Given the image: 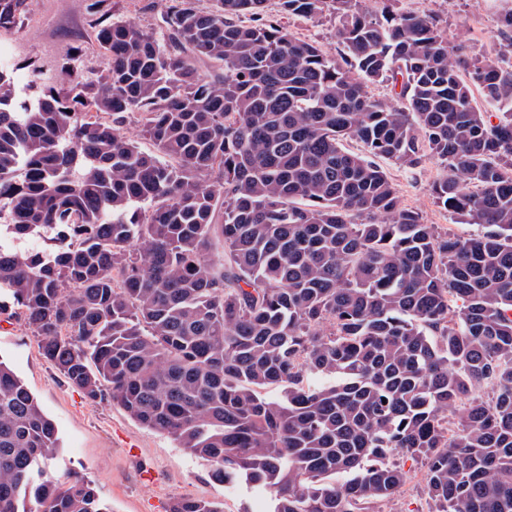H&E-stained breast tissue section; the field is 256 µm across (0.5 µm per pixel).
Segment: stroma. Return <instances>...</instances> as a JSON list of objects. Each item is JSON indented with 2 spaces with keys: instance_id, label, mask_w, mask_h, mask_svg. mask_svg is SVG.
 Instances as JSON below:
<instances>
[{
  "instance_id": "obj_1",
  "label": "stroma",
  "mask_w": 512,
  "mask_h": 512,
  "mask_svg": "<svg viewBox=\"0 0 512 512\" xmlns=\"http://www.w3.org/2000/svg\"><path fill=\"white\" fill-rule=\"evenodd\" d=\"M92 0H28L13 28L0 31V67L39 70L48 81L61 75L67 56L81 54V70L99 68L102 56L95 40ZM363 10L381 16L400 8L434 17L449 45L464 53H497L511 37L500 31L505 0H359ZM106 15L133 21L148 32L163 30L165 0H104ZM282 23L300 39L316 42L328 55L340 57L336 22L330 18L285 15ZM403 207L419 213L441 233L469 238L482 233L440 207L432 187L443 167L433 158L415 168L380 162ZM0 359L37 398L57 426L61 446L48 463L65 481L78 475L91 481L112 512H168L176 496L202 497L224 512H269L268 494L213 481L207 462L179 448L167 435L150 430L110 402H92L74 389L47 361L22 315H0Z\"/></svg>"
}]
</instances>
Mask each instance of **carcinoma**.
Instances as JSON below:
<instances>
[{"label": "carcinoma", "mask_w": 512, "mask_h": 512, "mask_svg": "<svg viewBox=\"0 0 512 512\" xmlns=\"http://www.w3.org/2000/svg\"><path fill=\"white\" fill-rule=\"evenodd\" d=\"M27 2L0 0V29ZM212 2L169 0L159 38L101 21L102 66L66 89L34 78L21 101L0 70V314L22 311L85 398L270 512H373L409 459L428 512H512V61L462 59L427 15L279 0L339 18L338 61L266 0ZM131 115L152 150L121 133ZM427 157L437 203L481 235L424 223L375 162ZM58 448L0 360V512H112L48 472Z\"/></svg>", "instance_id": "cac0c4a2"}]
</instances>
